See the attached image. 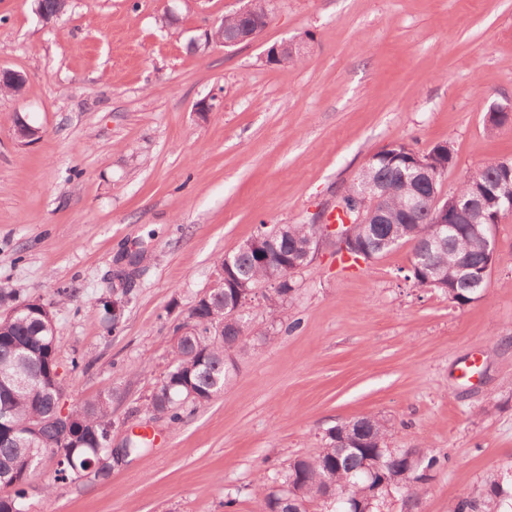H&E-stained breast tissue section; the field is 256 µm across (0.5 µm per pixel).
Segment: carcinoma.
Segmentation results:
<instances>
[{
  "mask_svg": "<svg viewBox=\"0 0 512 512\" xmlns=\"http://www.w3.org/2000/svg\"><path fill=\"white\" fill-rule=\"evenodd\" d=\"M416 157L431 160L429 167L437 182L431 184L407 175V163ZM453 161V152L446 143L424 153L406 143H391L371 156V161L359 172L360 182L346 186L339 202L351 210L355 207V195L361 191L360 184L385 187L382 207L386 223L365 219L355 225L357 240L371 247L390 234L411 244L418 269L408 278L422 288L453 291L454 301L464 305L471 302L473 294L468 289L453 288L454 266L465 264L471 275L482 281L478 294L483 298L490 285L489 276L484 273L483 252L472 243L466 224L461 221L449 232L444 246L430 244L435 230L428 209ZM510 180L512 175L498 161H490L468 174L452 195L465 201L487 182ZM412 197L421 202L420 209L413 212L406 208ZM314 232L312 224H285L256 235L263 246L288 261L286 280L277 289L276 298L267 305L275 321L285 318L287 306L292 303L295 288L291 275L300 265ZM230 257L233 268L226 277L222 275L224 259L217 260L213 286L190 309V316L196 318L195 332L176 337L171 364L147 400L148 412L164 414L173 424L183 420L186 405L207 402L224 390L232 376L225 362V347L240 351L247 347L248 316H243L242 324L236 328L224 325V298L237 287L265 278L267 269L243 248ZM0 306L9 308L0 315V488H9V492L0 495V512H28L29 485L39 474L40 462L49 456L59 455L61 459L53 476L42 484V492L47 496L60 481L88 475L93 480L109 477L98 463L110 448L112 390L107 389L72 407L70 412L76 422L71 427L59 422L63 387L61 380L52 376L57 368L52 311L38 300L17 297L9 288H0ZM357 424L356 438L365 447L384 449V479L371 482L365 470L368 453L342 454L329 434L323 436L315 456L293 461L285 475L294 477V483L303 491V499L310 504L324 497L326 484L333 485L338 497L334 512H345L349 500L369 507V512H378L385 496L401 486L409 491L406 501L417 504L426 492V473L441 464L440 458L420 448H388L391 428L377 417H361ZM509 498L512 499L509 485L493 478L485 482L478 495L459 500L450 512H504L503 506ZM260 512L291 510L271 487L264 495Z\"/></svg>",
  "mask_w": 512,
  "mask_h": 512,
  "instance_id": "cac0c4a2",
  "label": "carcinoma"
}]
</instances>
